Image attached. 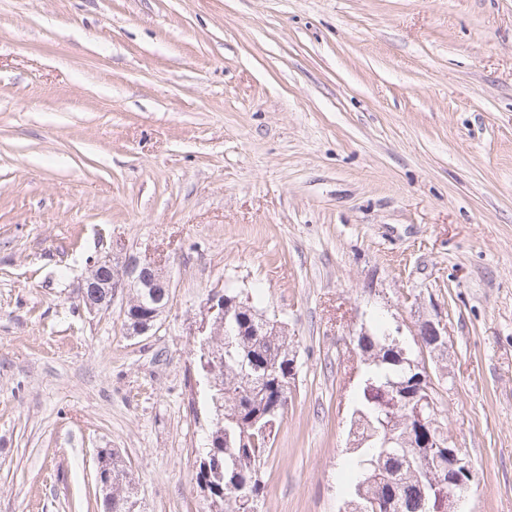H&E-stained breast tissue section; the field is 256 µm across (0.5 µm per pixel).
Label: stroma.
<instances>
[{
  "label": "stroma",
  "instance_id": "stroma-1",
  "mask_svg": "<svg viewBox=\"0 0 512 512\" xmlns=\"http://www.w3.org/2000/svg\"><path fill=\"white\" fill-rule=\"evenodd\" d=\"M136 253L171 303L80 302ZM287 323L297 377L262 512H338L362 321L424 354L475 480L512 512V0H0V512H207L195 332L227 281ZM144 288L146 297L136 296L131 289ZM170 280L165 271L156 262L137 254L125 256L120 263H115L107 254L95 260L81 286V300L89 312L107 309L114 295L122 290L135 298L140 307L135 324L126 322L128 334L139 336L147 333L170 303ZM411 336L419 346V352L427 349L442 351L447 346V329L441 320L421 319L414 325L408 326ZM111 480L109 491L104 494L103 504L107 512H127L123 502L133 497L129 491L128 472L121 456L112 448L97 451V484Z\"/></svg>",
  "mask_w": 512,
  "mask_h": 512
}]
</instances>
